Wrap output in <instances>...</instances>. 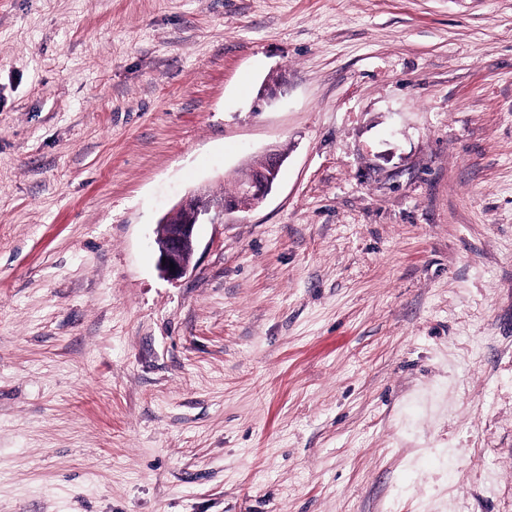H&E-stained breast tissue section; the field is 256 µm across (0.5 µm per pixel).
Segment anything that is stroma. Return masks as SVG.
<instances>
[{
  "mask_svg": "<svg viewBox=\"0 0 512 512\" xmlns=\"http://www.w3.org/2000/svg\"><path fill=\"white\" fill-rule=\"evenodd\" d=\"M0 512H512V0H0ZM283 160L280 153H267L261 166L249 169L238 180L237 192L232 197L215 201L203 190L183 197L159 224L156 247L160 273L169 280L177 281L192 271L197 248L196 225L207 220L212 222L226 212L259 206L271 191ZM170 262L174 268H170Z\"/></svg>",
  "mask_w": 512,
  "mask_h": 512,
  "instance_id": "1",
  "label": "stroma"
}]
</instances>
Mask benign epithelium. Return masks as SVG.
Here are the masks:
<instances>
[{
	"mask_svg": "<svg viewBox=\"0 0 512 512\" xmlns=\"http://www.w3.org/2000/svg\"><path fill=\"white\" fill-rule=\"evenodd\" d=\"M283 155L267 153L263 164L249 169L238 180L237 192L232 197L214 200L203 190L183 197L159 224L156 237L158 269L169 280L177 281L193 270L197 248L195 227L226 212L259 206L271 191L277 179Z\"/></svg>",
	"mask_w": 512,
	"mask_h": 512,
	"instance_id": "7a95c632",
	"label": "benign epithelium"
}]
</instances>
